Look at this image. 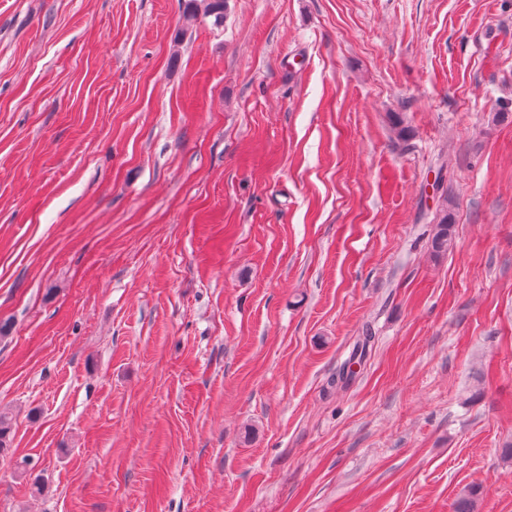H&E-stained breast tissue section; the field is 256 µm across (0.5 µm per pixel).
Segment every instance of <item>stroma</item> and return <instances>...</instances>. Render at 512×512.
Returning a JSON list of instances; mask_svg holds the SVG:
<instances>
[{
    "label": "stroma",
    "instance_id": "stroma-1",
    "mask_svg": "<svg viewBox=\"0 0 512 512\" xmlns=\"http://www.w3.org/2000/svg\"><path fill=\"white\" fill-rule=\"evenodd\" d=\"M0 325V512H512V0H0ZM439 206V210L433 218L435 232L432 238V247L437 253L448 251L453 243V220L448 213V198L443 197Z\"/></svg>",
    "mask_w": 512,
    "mask_h": 512
}]
</instances>
